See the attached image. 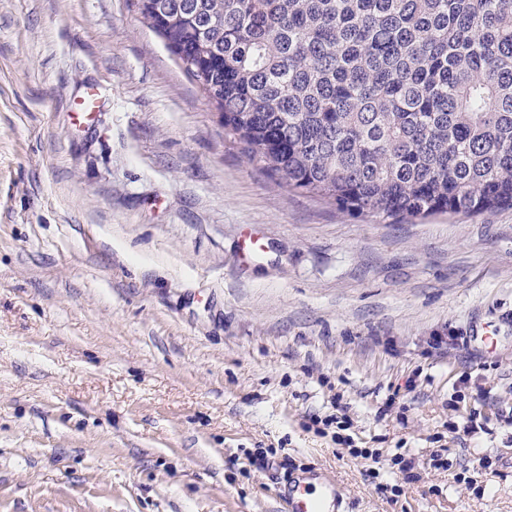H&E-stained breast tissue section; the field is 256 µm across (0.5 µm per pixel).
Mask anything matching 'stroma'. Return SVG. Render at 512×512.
I'll list each match as a JSON object with an SVG mask.
<instances>
[{
	"instance_id": "obj_1",
	"label": "stroma",
	"mask_w": 512,
	"mask_h": 512,
	"mask_svg": "<svg viewBox=\"0 0 512 512\" xmlns=\"http://www.w3.org/2000/svg\"><path fill=\"white\" fill-rule=\"evenodd\" d=\"M480 386L512 408V209L394 223L279 187L137 0H0V512H280L266 450L349 512H512V428L448 431ZM339 397L383 479L414 460L397 502L318 432Z\"/></svg>"
}]
</instances>
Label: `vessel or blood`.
I'll list each match as a JSON object with an SVG mask.
<instances>
[{"label":"vessel or blood","instance_id":"b4317fda","mask_svg":"<svg viewBox=\"0 0 512 512\" xmlns=\"http://www.w3.org/2000/svg\"><path fill=\"white\" fill-rule=\"evenodd\" d=\"M277 496L281 512H342L344 500L339 487L314 470L288 479Z\"/></svg>","mask_w":512,"mask_h":512}]
</instances>
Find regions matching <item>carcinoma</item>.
Instances as JSON below:
<instances>
[{"label": "carcinoma", "instance_id": "cac0c4a2", "mask_svg": "<svg viewBox=\"0 0 512 512\" xmlns=\"http://www.w3.org/2000/svg\"><path fill=\"white\" fill-rule=\"evenodd\" d=\"M224 131L384 220L512 208V0H150Z\"/></svg>", "mask_w": 512, "mask_h": 512}]
</instances>
